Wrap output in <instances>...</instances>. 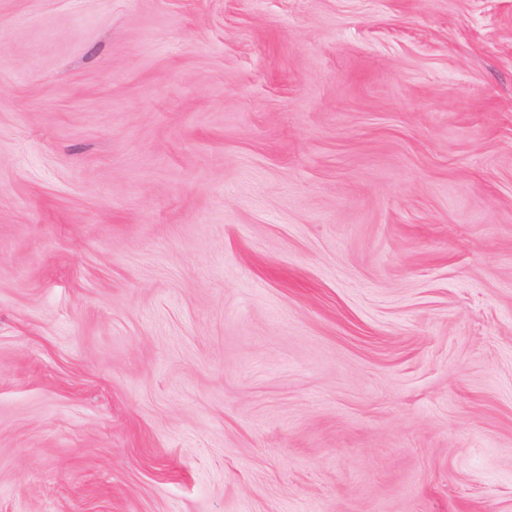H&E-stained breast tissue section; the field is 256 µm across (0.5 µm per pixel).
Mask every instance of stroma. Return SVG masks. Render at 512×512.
<instances>
[{
  "label": "stroma",
  "mask_w": 512,
  "mask_h": 512,
  "mask_svg": "<svg viewBox=\"0 0 512 512\" xmlns=\"http://www.w3.org/2000/svg\"><path fill=\"white\" fill-rule=\"evenodd\" d=\"M0 512H512V0H0Z\"/></svg>",
  "instance_id": "1"
}]
</instances>
